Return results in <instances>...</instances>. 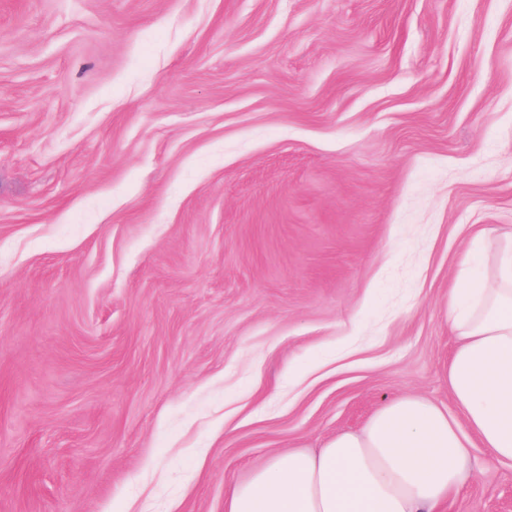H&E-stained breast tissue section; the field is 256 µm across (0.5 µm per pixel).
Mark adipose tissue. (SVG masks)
Instances as JSON below:
<instances>
[{"instance_id": "ef3b65f1", "label": "adipose tissue", "mask_w": 512, "mask_h": 512, "mask_svg": "<svg viewBox=\"0 0 512 512\" xmlns=\"http://www.w3.org/2000/svg\"><path fill=\"white\" fill-rule=\"evenodd\" d=\"M467 263L448 296L453 409L395 397L360 431L274 455L228 488L225 512H445L471 480V448L512 461V237Z\"/></svg>"}]
</instances>
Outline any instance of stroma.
Instances as JSON below:
<instances>
[{
	"mask_svg": "<svg viewBox=\"0 0 512 512\" xmlns=\"http://www.w3.org/2000/svg\"><path fill=\"white\" fill-rule=\"evenodd\" d=\"M512 233V0H0V512H224L450 406ZM449 512H512L472 451Z\"/></svg>",
	"mask_w": 512,
	"mask_h": 512,
	"instance_id": "stroma-1",
	"label": "stroma"
}]
</instances>
